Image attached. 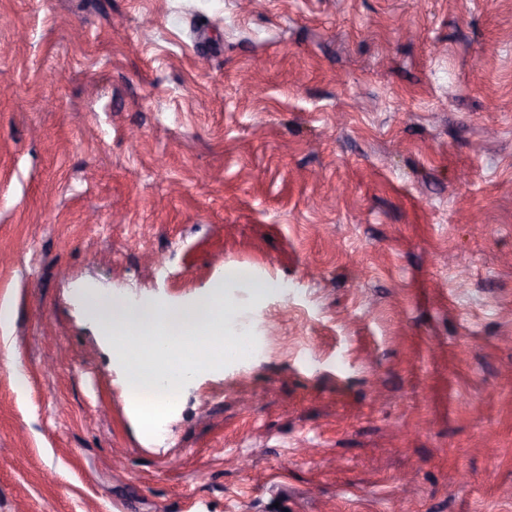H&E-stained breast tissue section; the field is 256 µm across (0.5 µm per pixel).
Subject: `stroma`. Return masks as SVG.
I'll use <instances>...</instances> for the list:
<instances>
[{
  "label": "stroma",
  "mask_w": 512,
  "mask_h": 512,
  "mask_svg": "<svg viewBox=\"0 0 512 512\" xmlns=\"http://www.w3.org/2000/svg\"><path fill=\"white\" fill-rule=\"evenodd\" d=\"M273 283L161 445L86 312ZM0 512H512V0H0Z\"/></svg>",
  "instance_id": "35a3bbf8"
}]
</instances>
